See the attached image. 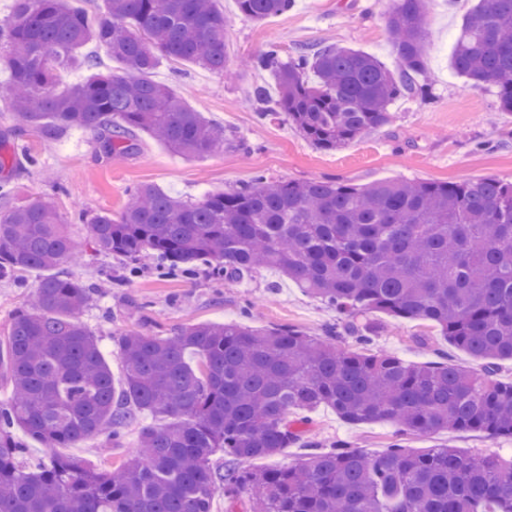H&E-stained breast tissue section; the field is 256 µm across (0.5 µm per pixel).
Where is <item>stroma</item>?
Returning <instances> with one entry per match:
<instances>
[{
    "instance_id": "1",
    "label": "stroma",
    "mask_w": 512,
    "mask_h": 512,
    "mask_svg": "<svg viewBox=\"0 0 512 512\" xmlns=\"http://www.w3.org/2000/svg\"><path fill=\"white\" fill-rule=\"evenodd\" d=\"M476 3L433 0L427 20L426 95L397 99L390 107L389 125L324 151L308 142L285 114L259 117L248 96L260 85L269 101H276L275 80L269 71L249 70L242 63L272 43L278 45L284 62L295 58L299 46L332 43L363 50L395 67L387 26L394 0H295L291 10L261 23L241 14L235 0H217L229 20L228 62L237 69V77L228 81L196 65L169 61L162 62L153 77L207 121L224 127L230 137L224 149L189 161L141 133L134 154L108 155L90 131H68L50 146L29 133L21 143L39 163L14 176L10 197L0 200V210L35 196H52L61 223L73 236L83 237L87 227L77 221L82 210L90 207L119 215L132 190L142 184L195 200L208 192L233 191L258 175L276 182L331 180L349 185L379 180L465 183L482 178L512 183V114L500 110L495 88L474 89L451 68L455 37ZM140 264L141 272L130 281L124 278L123 262L114 258L87 253L67 264L73 276L105 287L82 319L98 336L117 378L122 366L115 340L128 329L168 336L182 325L233 321L262 329L289 325L320 337L327 328L344 327L336 311L272 267L242 279L217 280L205 272L189 279L163 278L149 259ZM38 278V272L28 271L19 273L17 280L0 281V334L10 314L31 301ZM366 325L371 351L418 363L474 365L429 323L375 313ZM309 419L312 434L326 447L346 443L379 454L394 443L414 451L446 444L467 454L512 459V441L478 432L399 435L388 423L347 424L326 406L311 411Z\"/></svg>"
}]
</instances>
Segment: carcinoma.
Returning <instances> with one entry per match:
<instances>
[{"instance_id":"carcinoma-1","label":"carcinoma","mask_w":512,"mask_h":512,"mask_svg":"<svg viewBox=\"0 0 512 512\" xmlns=\"http://www.w3.org/2000/svg\"><path fill=\"white\" fill-rule=\"evenodd\" d=\"M263 22L294 0H236ZM431 0H397L388 28L397 56L334 44L303 48L292 61L270 46L245 66L269 70L278 108L315 146L335 150L390 120L395 100L425 93L418 77L428 51ZM228 19L215 0H103L95 20L71 0H14L0 22V91L27 131L57 139L78 127L107 153L136 149L144 131L185 158L224 146V129L151 78L161 59L187 61L226 78ZM93 44L122 66L55 90L65 68L93 70L80 49ZM453 70L476 89L497 88L512 112V0H478L456 36ZM116 217L82 214L90 233L64 231L54 203L37 197L0 212V280L45 271L32 307L15 310L0 338V375L13 397L0 403V512H211L248 487V512H512V459L446 445L369 455L330 450L301 412L321 405L359 425L399 432L479 431L512 440V183L378 181L269 182L187 201L144 184ZM133 262L142 255L162 277L243 278L277 268L345 318L359 345L376 312L430 322L448 342L483 361L478 368L415 364L353 350L331 328L316 338L291 326L235 322L181 327L170 336L124 332L116 385L98 338L80 315L100 286L61 269L86 251ZM144 412L135 450L110 469L62 457L103 435L125 445V428ZM51 449L23 465L25 440ZM308 451L290 466L256 469L296 443ZM224 453V467L212 457Z\"/></svg>"}]
</instances>
